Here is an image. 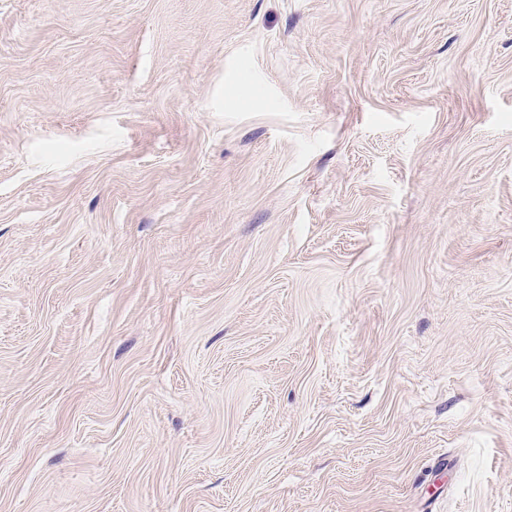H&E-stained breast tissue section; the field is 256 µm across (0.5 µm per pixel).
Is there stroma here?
<instances>
[{
    "label": "stroma",
    "instance_id": "1",
    "mask_svg": "<svg viewBox=\"0 0 512 512\" xmlns=\"http://www.w3.org/2000/svg\"><path fill=\"white\" fill-rule=\"evenodd\" d=\"M0 512H512V0H0Z\"/></svg>",
    "mask_w": 512,
    "mask_h": 512
}]
</instances>
